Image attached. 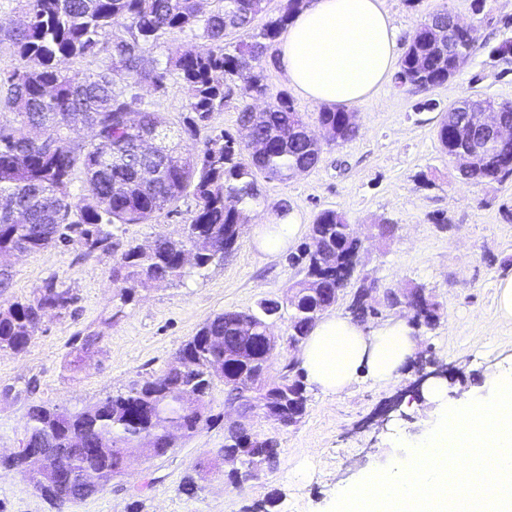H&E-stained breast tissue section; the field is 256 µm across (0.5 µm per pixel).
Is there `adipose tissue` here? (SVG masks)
<instances>
[{
	"label": "adipose tissue",
	"mask_w": 512,
	"mask_h": 512,
	"mask_svg": "<svg viewBox=\"0 0 512 512\" xmlns=\"http://www.w3.org/2000/svg\"><path fill=\"white\" fill-rule=\"evenodd\" d=\"M290 82L320 104L363 102L394 72L397 32L382 0H312L290 23L279 47ZM402 321L364 331L351 319L320 320L304 342L300 361L309 384L339 396L359 374L386 383L415 352Z\"/></svg>",
	"instance_id": "adipose-tissue-1"
}]
</instances>
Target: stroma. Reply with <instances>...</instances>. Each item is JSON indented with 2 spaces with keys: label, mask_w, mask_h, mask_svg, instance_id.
Returning a JSON list of instances; mask_svg holds the SVG:
<instances>
[{
  "label": "stroma",
  "mask_w": 512,
  "mask_h": 512,
  "mask_svg": "<svg viewBox=\"0 0 512 512\" xmlns=\"http://www.w3.org/2000/svg\"><path fill=\"white\" fill-rule=\"evenodd\" d=\"M405 48L428 14L445 8L479 29L482 46L447 83L429 91L386 82L354 105L358 136L326 150L313 170L287 180L264 179L268 201L252 214L233 251L202 274L180 284L158 285L120 304L112 284V255L72 244L8 257V300L31 298L46 279L70 287L71 307L46 318L25 352L0 350V455L18 448L26 433L31 402L79 410L124 389L132 381L160 373L179 346L201 325L226 310L248 312L261 300H283L305 276L291 264L307 240L316 214L333 209L344 215L363 243L359 277L381 288L424 286L440 303L438 326L415 330L418 349L429 350L436 367H449L448 402L490 398L484 375L512 377V320L497 311L496 285L512 276V176L504 182L470 184L460 179L436 137L441 112L464 98L481 95L512 101V64L492 60L490 48L512 38V0H486L475 13L472 0H382ZM146 102L175 127L187 117L189 90L169 72L161 90L143 89ZM226 133L242 138L237 110L213 113L196 137H183L181 150L200 151L204 142ZM287 200L301 231L285 251L262 252L258 225L270 204ZM196 209L185 196L176 211L150 224L113 229L120 249L152 244L156 235L180 237ZM395 226L380 236L377 222ZM123 313H116V305ZM97 337L85 371L72 375L68 363L82 338ZM420 376L409 361L398 377L380 384L359 375L348 394L326 396L309 388V405L297 425L282 427L261 415L241 422L251 431L276 437L281 448L275 468L240 487L223 475L208 476L196 494L181 491L186 471L214 457L224 445V389L211 396L217 421L189 439H177L166 456L133 457L129 474L100 495L54 510L14 470L0 469V512H329L336 497L375 470L393 467L406 447L431 432L441 417L415 384ZM402 401L387 418L379 413L394 396Z\"/></svg>",
  "instance_id": "stroma-1"
}]
</instances>
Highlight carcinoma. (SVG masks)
<instances>
[{"instance_id":"1","label":"carcinoma","mask_w":512,"mask_h":512,"mask_svg":"<svg viewBox=\"0 0 512 512\" xmlns=\"http://www.w3.org/2000/svg\"><path fill=\"white\" fill-rule=\"evenodd\" d=\"M24 21L0 33L17 57L11 73L0 79V195L9 197L12 209L0 210V260L5 256L40 251L59 244L78 243L87 251H108L112 227L148 224L164 211L177 208L192 194L194 215L181 239L160 235L144 249L130 246L112 258L113 282L121 304L137 290L157 284L179 283L224 259L237 244L250 212L263 204L257 179H287L299 170L309 171L322 161L323 146L353 140L359 126L344 106L324 108L316 121L323 140L306 135L308 122L288 91L272 92L266 83V65L276 63L273 43L290 19L311 0H282L279 16L262 27L256 19L266 12L267 0H18ZM447 29L439 31L433 16ZM416 28L400 60L396 83L429 91L448 82L478 47V30L456 33L455 20L443 8ZM191 31L204 41L188 43L162 64L152 56L167 36ZM104 55L103 65L85 72L63 68L61 62ZM178 72L189 87L184 132L195 135L211 115L237 96L238 125L263 145L249 153L241 142L221 134L205 142L198 155L182 154L166 146V154H147L141 141L154 135L171 139V126L159 112L149 109L140 90L159 88L167 73ZM126 85L117 86L115 77ZM262 99L263 110L251 101ZM487 102L499 121L512 127V101ZM469 115L465 98L441 115L436 135L444 153L464 144L463 128ZM81 124L92 135L71 141L66 131ZM461 177L476 184L501 182L512 175V144L500 151L476 156L459 169ZM84 177L85 194L72 193L76 176ZM358 243L345 217L324 209L314 218L306 242L290 257L306 270V277L290 287L301 312L288 318L296 336H307L318 316L310 310L328 302L336 290L354 277L353 258ZM374 282L363 278L353 298L354 317L363 322L378 315L366 303ZM417 308L418 325L435 328L440 304L422 286L408 291ZM71 289L51 278L25 301L0 305V350L16 354L26 350L42 321V311L69 309ZM261 301L258 311L247 314L224 311L206 321L175 353V362L161 373L133 381L77 411L42 402L30 405L27 446L8 457L0 467L19 472L49 505L104 493L112 475L122 474L133 452L145 458L161 457L173 447L175 428L184 438L194 436L214 420L207 414L213 389L224 378L235 379L257 370L255 356L241 348L224 349L214 340L229 331L263 335ZM226 401L245 413L259 410L264 418L284 427L301 422L302 401L308 399L302 376L288 367L264 388L224 390ZM249 448L258 470L274 467L279 441L274 436L249 433L224 437L217 457L220 464L241 447ZM42 449L41 459L29 460L27 449ZM66 462L80 477L101 472L106 482L97 488L67 482L48 485L53 471ZM227 481L240 487L258 477L249 470L224 471Z\"/></svg>"}]
</instances>
